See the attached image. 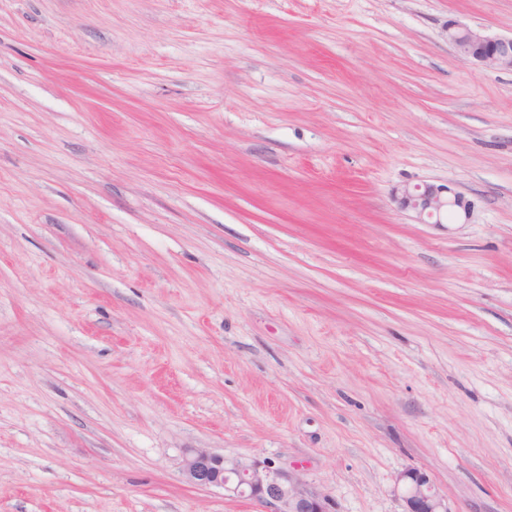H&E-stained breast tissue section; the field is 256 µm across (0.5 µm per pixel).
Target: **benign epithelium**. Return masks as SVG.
<instances>
[{
  "label": "benign epithelium",
  "instance_id": "obj_1",
  "mask_svg": "<svg viewBox=\"0 0 512 512\" xmlns=\"http://www.w3.org/2000/svg\"><path fill=\"white\" fill-rule=\"evenodd\" d=\"M448 42L469 62L512 70V36H489L450 22ZM395 199L423 223L441 224L452 213L466 224L473 216L472 205L443 185L403 187L396 190ZM183 475L191 485L221 488L228 496L247 497L262 504L267 512H331L324 496L295 473L266 459L229 458L206 448H191L184 459ZM398 482L404 512H448L444 499L421 470L404 471Z\"/></svg>",
  "mask_w": 512,
  "mask_h": 512
}]
</instances>
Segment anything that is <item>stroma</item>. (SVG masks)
<instances>
[{"label": "stroma", "mask_w": 512, "mask_h": 512, "mask_svg": "<svg viewBox=\"0 0 512 512\" xmlns=\"http://www.w3.org/2000/svg\"><path fill=\"white\" fill-rule=\"evenodd\" d=\"M512 0H0V512H512ZM450 185L470 223L396 189ZM448 42L473 64L512 70V36H489L457 22L448 24ZM183 475L191 485L247 497L268 512H332L324 496L295 473L266 459L229 458L206 448H192L184 459ZM398 482L405 503L403 512H448L444 499L421 470L407 469L400 474Z\"/></svg>", "instance_id": "35a3bbf8"}]
</instances>
